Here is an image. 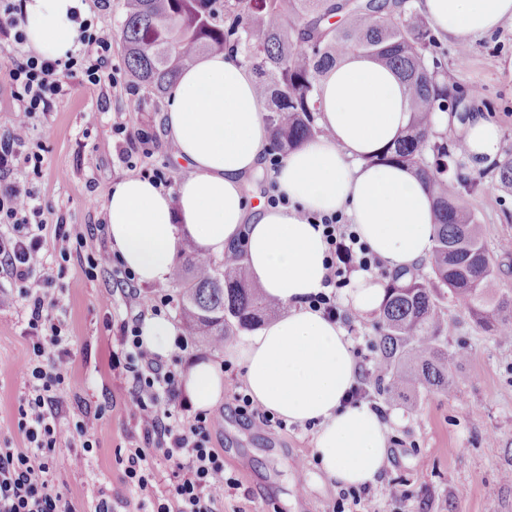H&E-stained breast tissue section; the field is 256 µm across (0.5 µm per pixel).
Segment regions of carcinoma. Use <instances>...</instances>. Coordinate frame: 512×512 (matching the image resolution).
Wrapping results in <instances>:
<instances>
[{"label": "carcinoma", "instance_id": "1", "mask_svg": "<svg viewBox=\"0 0 512 512\" xmlns=\"http://www.w3.org/2000/svg\"><path fill=\"white\" fill-rule=\"evenodd\" d=\"M120 39L127 73L157 95L197 57L238 54L256 78L270 149L284 156L319 133L317 85L348 50L395 71L411 120L380 159L408 166L428 190L435 233L428 271L386 286L378 331L387 389L407 403L421 392L457 393L452 370L464 353L448 350L449 297L486 335H512V291L494 288L500 266L462 203L464 154L431 126V114L448 111L460 91L448 86L438 41L415 0H126ZM497 182L512 190V153L497 166ZM172 280L188 334L214 350L233 331L253 330L279 311L237 253L217 261L184 251Z\"/></svg>", "mask_w": 512, "mask_h": 512}]
</instances>
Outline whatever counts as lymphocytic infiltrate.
I'll return each instance as SVG.
<instances>
[{
    "mask_svg": "<svg viewBox=\"0 0 512 512\" xmlns=\"http://www.w3.org/2000/svg\"><path fill=\"white\" fill-rule=\"evenodd\" d=\"M25 24L23 0H0V36L17 49L5 73L17 109L10 128L0 134V224L12 228L11 235L0 233V271L21 287L22 316L36 358L18 370L27 391L18 421L26 447L0 448V512H71L49 479L60 438L59 417L67 404L62 384L71 353L53 316L58 307L49 289L54 275L40 257L45 244L42 208L26 184L9 180L8 174L30 140L33 117L50 110L53 100L65 93L67 79L78 76L97 85L106 78L116 84L121 75L112 64L111 30L93 20L82 22L74 50L53 61L21 52ZM112 135L122 143L121 157L136 175L170 187L172 179L163 169L141 162L150 153L148 135L132 134L117 115L112 118ZM317 222L328 246L327 275L324 292L314 295L310 305L338 319L343 312L336 303V289L348 284L354 272H374L381 261L344 215H324ZM120 331L125 353L122 376L142 423V443L127 453L126 478L137 493L150 494L154 512H214L215 504L224 500V462L209 446L213 416L185 414L178 371L144 348L137 322H122ZM152 454L171 468L170 484L157 486L148 460Z\"/></svg>",
    "mask_w": 512,
    "mask_h": 512,
    "instance_id": "1",
    "label": "lymphocytic infiltrate"
}]
</instances>
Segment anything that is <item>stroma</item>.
<instances>
[{"instance_id": "obj_1", "label": "stroma", "mask_w": 512, "mask_h": 512, "mask_svg": "<svg viewBox=\"0 0 512 512\" xmlns=\"http://www.w3.org/2000/svg\"><path fill=\"white\" fill-rule=\"evenodd\" d=\"M440 61L449 78L464 91L468 109L487 115L500 130V149H512V24L461 51L450 40ZM481 86L473 97L472 86ZM166 99L142 87L101 83L93 86L73 78L69 91L50 111L33 120L25 150L38 154L39 167L18 162L11 178L26 183L43 207L47 245L44 261L54 259L51 243L56 225L100 224L112 184L126 175L112 136L114 110H122L131 132H147L151 161L165 165L173 181L184 168L174 158L160 121ZM464 205L482 226L489 249L512 238V193L498 187L494 168L467 169ZM95 258V276H86L84 257ZM115 266L107 238H88L78 254L55 270L53 291L62 308V334L71 363L65 380L68 406L60 418L71 429L81 411L105 407L92 438L93 446L61 440L55 450L53 483L74 512H91L97 497L112 503L114 512H150L130 505L125 482L127 450L141 436L132 414L130 395L120 378L117 336L122 321L144 318L155 295L178 296L175 286H144L130 300L112 286ZM448 346H464L457 373V397L421 394L409 407L390 399L381 383L367 385L370 402L395 414L389 435V466L380 483L357 512H512V483L502 478L512 469V340L485 336L455 301H447ZM16 307L0 309V448L24 449L18 429L19 406L25 391L17 376L32 352ZM242 370L232 366L224 377V399L214 408L210 445L224 461L229 487L216 512H334L340 488L318 468L314 458V426L263 427L245 421L234 409L233 393L242 386ZM85 459L74 466L75 456ZM306 461V475L297 464ZM406 492L403 503L386 494L389 485Z\"/></svg>"}]
</instances>
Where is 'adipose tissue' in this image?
Instances as JSON below:
<instances>
[{
    "instance_id": "ef3b65f1",
    "label": "adipose tissue",
    "mask_w": 512,
    "mask_h": 512,
    "mask_svg": "<svg viewBox=\"0 0 512 512\" xmlns=\"http://www.w3.org/2000/svg\"><path fill=\"white\" fill-rule=\"evenodd\" d=\"M435 36L470 45L512 22V0H416ZM27 44L59 59L74 47L83 0H25ZM321 133L282 162L275 177L288 203L250 215L244 178L262 170L268 147L255 78L231 52L212 53L183 70L163 113L176 159L187 168L175 192L127 175L105 204L112 250L144 284L167 285L185 239L214 257L237 249L250 278L284 308L255 334L226 344L225 358L244 371L251 399L291 424L316 427L320 470L343 486L377 483L388 466V425L367 402L344 404L357 379L344 327L311 309L322 292L327 244L317 215L343 213L389 271L410 274L433 247L434 212L425 187L403 165L377 161L410 120L405 86L395 71L362 52L346 53L317 88ZM436 130L457 128L473 168L499 159L500 132L483 113L466 121L438 112ZM382 281L358 271L341 302L360 316L378 311ZM144 347L160 358L179 330L161 316L139 327ZM191 404L206 410L224 394L219 363L199 361L183 379Z\"/></svg>"
}]
</instances>
